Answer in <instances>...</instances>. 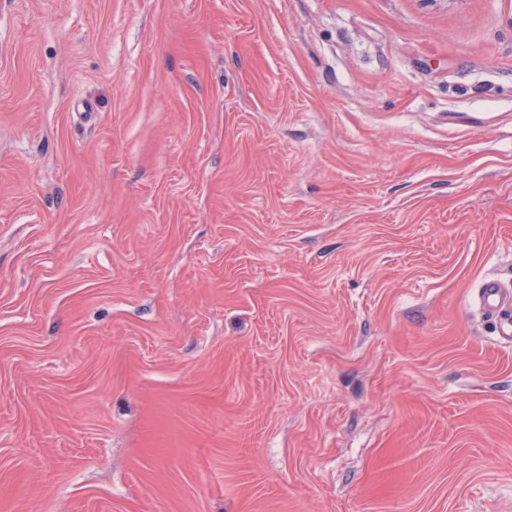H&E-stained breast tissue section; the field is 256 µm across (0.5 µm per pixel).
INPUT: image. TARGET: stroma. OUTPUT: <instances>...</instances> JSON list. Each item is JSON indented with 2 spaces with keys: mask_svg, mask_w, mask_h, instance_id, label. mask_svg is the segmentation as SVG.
I'll list each match as a JSON object with an SVG mask.
<instances>
[{
  "mask_svg": "<svg viewBox=\"0 0 512 512\" xmlns=\"http://www.w3.org/2000/svg\"><path fill=\"white\" fill-rule=\"evenodd\" d=\"M512 0H0V512H512ZM479 303L488 315H502L501 336L512 338V294L511 290L495 279L486 280L479 289ZM509 312V314H508Z\"/></svg>",
  "mask_w": 512,
  "mask_h": 512,
  "instance_id": "1",
  "label": "stroma"
}]
</instances>
